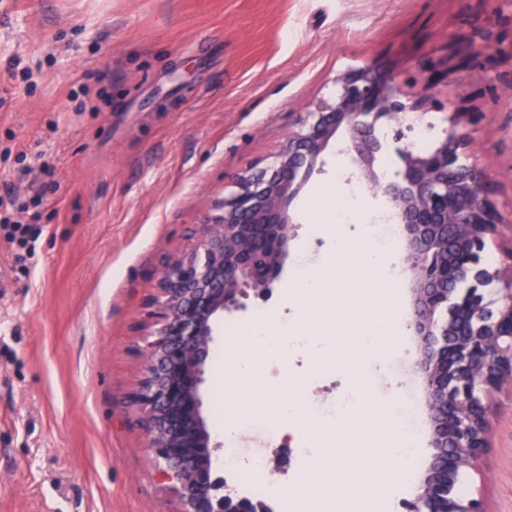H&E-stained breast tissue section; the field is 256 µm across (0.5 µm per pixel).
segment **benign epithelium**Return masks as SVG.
Masks as SVG:
<instances>
[{
  "label": "benign epithelium",
  "mask_w": 512,
  "mask_h": 512,
  "mask_svg": "<svg viewBox=\"0 0 512 512\" xmlns=\"http://www.w3.org/2000/svg\"><path fill=\"white\" fill-rule=\"evenodd\" d=\"M333 84L335 91L304 113L273 161L239 175L214 214L192 225V248L160 264L152 322L138 350L141 379L130 395L159 482L178 499L180 512H270L214 475L201 387L216 317L243 309L250 292L278 278L295 237L290 206L341 131L358 179L383 197L405 233L400 260L412 284L409 326L420 339L416 367L434 453L403 505L406 512H488L480 498L457 509L441 490L449 487L448 475L476 469L488 453L489 398L512 379V278L488 298L485 284L500 281V272L480 258L502 223L491 179L479 164L460 163L472 155L473 141L461 126L463 114L453 112L432 149L404 145L399 179L380 181L376 122L395 123L394 140L401 142L433 105L425 97L409 99L395 78L371 64L343 71Z\"/></svg>",
  "instance_id": "benign-epithelium-1"
}]
</instances>
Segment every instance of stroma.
<instances>
[{
	"mask_svg": "<svg viewBox=\"0 0 512 512\" xmlns=\"http://www.w3.org/2000/svg\"><path fill=\"white\" fill-rule=\"evenodd\" d=\"M475 35L496 52L456 67L454 51ZM371 62L433 100L430 139L464 109L502 216L486 250L498 257L512 242V100L501 93L512 84V0H0V512H179L129 401L159 263L189 247L190 223L233 176L270 162L336 74ZM323 161L291 206L298 226L279 279L217 319L202 413L221 445L217 471H234L241 491L239 461L252 452L279 468L278 497L316 453L304 421L282 437L261 417L223 448L215 411L226 341L257 319L289 321L292 270L332 248L302 211L314 192L341 201L351 191L335 146ZM335 352L270 358L263 380L291 371L334 422L360 404ZM417 353L411 336L403 353L363 368L369 383L400 377L415 399L416 480L431 454ZM492 405L490 452L463 493L512 512V382Z\"/></svg>",
	"mask_w": 512,
	"mask_h": 512,
	"instance_id": "stroma-1",
	"label": "stroma"
}]
</instances>
